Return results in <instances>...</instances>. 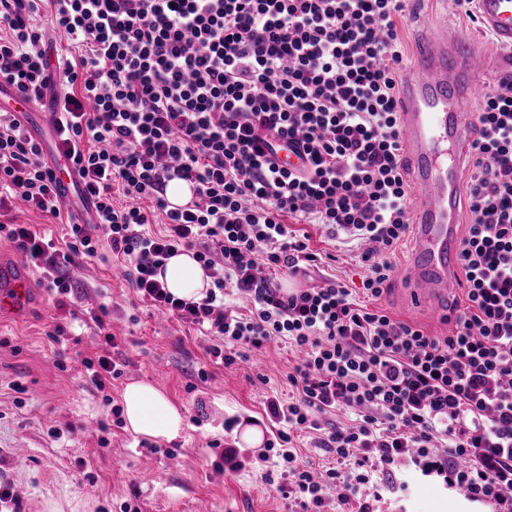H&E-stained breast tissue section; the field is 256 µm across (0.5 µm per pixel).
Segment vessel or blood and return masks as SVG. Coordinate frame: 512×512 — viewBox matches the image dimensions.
<instances>
[{"label": "vessel or blood", "mask_w": 512, "mask_h": 512, "mask_svg": "<svg viewBox=\"0 0 512 512\" xmlns=\"http://www.w3.org/2000/svg\"><path fill=\"white\" fill-rule=\"evenodd\" d=\"M478 20L504 53L487 56L448 28L420 34L399 94L402 155L417 190L415 250L400 281L407 305L433 317L452 315L458 287L460 193L475 137L466 106L489 79H512V0H476ZM35 291L23 261H0V316L24 312Z\"/></svg>", "instance_id": "vessel-or-blood-1"}]
</instances>
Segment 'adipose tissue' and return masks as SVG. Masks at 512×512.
<instances>
[{
	"label": "adipose tissue",
	"mask_w": 512,
	"mask_h": 512,
	"mask_svg": "<svg viewBox=\"0 0 512 512\" xmlns=\"http://www.w3.org/2000/svg\"><path fill=\"white\" fill-rule=\"evenodd\" d=\"M159 278L175 296L198 300L210 283L192 252L182 251L168 259ZM124 417L128 429L152 439H172L183 429V415L164 393L154 385L135 381L122 392Z\"/></svg>",
	"instance_id": "adipose-tissue-1"
}]
</instances>
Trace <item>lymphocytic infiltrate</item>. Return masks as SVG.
Listing matches in <instances>:
<instances>
[{"instance_id": "1", "label": "lymphocytic infiltrate", "mask_w": 512, "mask_h": 512, "mask_svg": "<svg viewBox=\"0 0 512 512\" xmlns=\"http://www.w3.org/2000/svg\"><path fill=\"white\" fill-rule=\"evenodd\" d=\"M45 8L47 30L36 23ZM408 11L409 0H0V81L51 98L94 206L61 248L26 224L0 232L56 298L70 294L72 267L106 252L143 299L217 337L209 353L221 362L273 340L298 350L291 397L267 402L282 426L267 449L288 481L270 469L262 479L300 512H375L404 455L467 501L512 512L511 79L491 84L475 115L464 308L432 336L373 304L411 228L396 112ZM53 33L74 55L51 60ZM175 179L193 188L178 209L165 198ZM18 199L63 214L41 143L4 111L0 211ZM291 216L365 241L364 299L331 276L310 285L323 256ZM181 250L210 279L200 300L157 278ZM341 408L352 425L322 427ZM310 430L333 459L319 472L291 446Z\"/></svg>"}]
</instances>
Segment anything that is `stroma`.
<instances>
[{
	"mask_svg": "<svg viewBox=\"0 0 512 512\" xmlns=\"http://www.w3.org/2000/svg\"><path fill=\"white\" fill-rule=\"evenodd\" d=\"M427 20L477 35L488 51L499 50L490 33L457 11L454 0H425L420 14L401 24L404 55H411ZM289 225L326 254V275L361 287L364 270L355 244L318 224L293 219ZM72 277L76 289L66 307L42 289L26 317H0V476L23 491L17 512H122L127 504L135 512H291L290 502L261 478L265 443L253 447L240 435L255 426L267 439L274 437L266 402L287 398L286 375L296 362L292 350L274 342L262 355L216 365L208 354L210 337L141 301L119 262L76 268ZM91 304L104 306L101 322L85 315ZM60 326L70 341H54ZM108 333L114 345L106 344ZM99 355L124 364L107 399L85 375L70 370L74 361ZM202 367L209 372L204 381L197 376ZM136 380L152 383L181 408L179 436L149 439L112 425L111 399ZM230 420L236 427L228 433L224 425ZM91 422L110 429L97 434L88 430ZM53 427L62 430L61 439L49 436ZM213 439L234 449L237 469L213 468L207 446ZM19 444L26 448L21 457L14 454ZM147 466L155 474L150 485L141 480ZM396 476L408 491L384 492L377 512H482L480 505L458 500L441 480L417 476L407 462L398 464Z\"/></svg>",
	"mask_w": 512,
	"mask_h": 512,
	"instance_id": "1",
	"label": "stroma"
}]
</instances>
